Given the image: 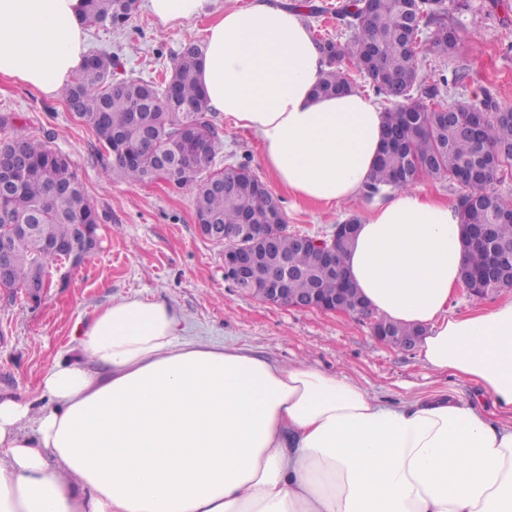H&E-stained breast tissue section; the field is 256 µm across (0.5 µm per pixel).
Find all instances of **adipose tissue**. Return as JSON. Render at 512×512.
<instances>
[{
  "label": "adipose tissue",
  "instance_id": "obj_1",
  "mask_svg": "<svg viewBox=\"0 0 512 512\" xmlns=\"http://www.w3.org/2000/svg\"><path fill=\"white\" fill-rule=\"evenodd\" d=\"M79 0H0V77L54 97L84 61ZM149 0L174 25L210 18L199 82L254 132L296 198L364 194L385 134L374 100L314 92L324 57L278 0ZM371 310L426 327L433 370L512 412V301L447 314L465 261L456 206L399 190L343 257ZM39 384L0 393V512H512V427L463 400L389 405L345 376L184 335L163 300L127 299L76 337Z\"/></svg>",
  "mask_w": 512,
  "mask_h": 512
}]
</instances>
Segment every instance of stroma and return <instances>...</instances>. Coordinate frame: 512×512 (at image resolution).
I'll list each match as a JSON object with an SVG mask.
<instances>
[{"instance_id": "obj_1", "label": "stroma", "mask_w": 512, "mask_h": 512, "mask_svg": "<svg viewBox=\"0 0 512 512\" xmlns=\"http://www.w3.org/2000/svg\"><path fill=\"white\" fill-rule=\"evenodd\" d=\"M137 0L124 27L89 28L87 50L120 58L126 71L149 82L161 81L173 59L189 45L202 44L208 19L159 25ZM295 6L314 38L347 43L348 29L336 22L337 0H282ZM324 7L314 15L312 7ZM459 41L453 52L434 50L432 29H424L419 48L420 76L438 84L460 66L468 76L442 90L452 106L491 95L512 109V0H454L448 14ZM15 116L13 132L36 135L72 160L89 201L104 216L98 247L79 266L52 265L41 300L0 290V391L37 400V387L57 356L71 348L77 328L102 309L130 298H164L181 316L187 333L207 341L244 345L288 365L306 362L319 371L344 375L371 395L399 405L443 396L479 405L492 422L512 425V413L496 408L470 380L435 371L419 350L405 351L379 342L371 321L317 310L265 304L224 278V246L198 231L194 192L164 181L130 184L107 179L106 158L96 135L51 98L15 80H0V114ZM221 135L217 168L247 165L277 197L288 230L329 237L346 217L364 215L363 201L341 206L305 202L278 186L263 163L257 136L234 128L223 113L211 115Z\"/></svg>"}]
</instances>
